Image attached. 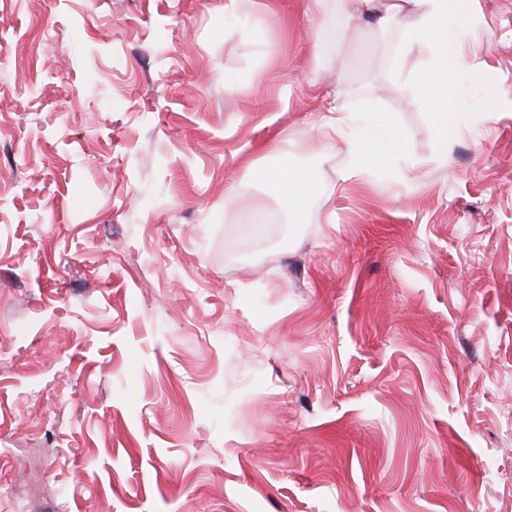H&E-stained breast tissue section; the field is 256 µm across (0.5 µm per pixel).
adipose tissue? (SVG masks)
I'll return each mask as SVG.
<instances>
[{
	"instance_id": "adipose-tissue-1",
	"label": "adipose tissue",
	"mask_w": 512,
	"mask_h": 512,
	"mask_svg": "<svg viewBox=\"0 0 512 512\" xmlns=\"http://www.w3.org/2000/svg\"><path fill=\"white\" fill-rule=\"evenodd\" d=\"M357 16L373 15L378 27H403L407 35L404 56L409 61L408 88L412 99L424 102L440 144H447L459 129L449 107L448 75L460 65L456 44L463 36L469 0H355ZM394 117L385 112L366 120L348 144L352 162L344 179L382 165L401 142L387 137ZM246 174L257 176L270 190L281 193L293 222H303L309 197L319 188L315 171L260 167L248 162Z\"/></svg>"
}]
</instances>
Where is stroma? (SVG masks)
<instances>
[{"mask_svg": "<svg viewBox=\"0 0 512 512\" xmlns=\"http://www.w3.org/2000/svg\"><path fill=\"white\" fill-rule=\"evenodd\" d=\"M468 26L440 164L336 0H0V512H512V0ZM393 120L391 113L384 112L364 121L358 133L349 141L348 150L352 162L342 174V180L361 177L363 172L382 165L393 152L403 148L401 142L386 136L387 128ZM247 175H256L273 192L282 193L293 223H303L309 197L320 188L314 170H291L288 167H258L252 160L245 167Z\"/></svg>", "mask_w": 512, "mask_h": 512, "instance_id": "35a3bbf8", "label": "stroma"}]
</instances>
